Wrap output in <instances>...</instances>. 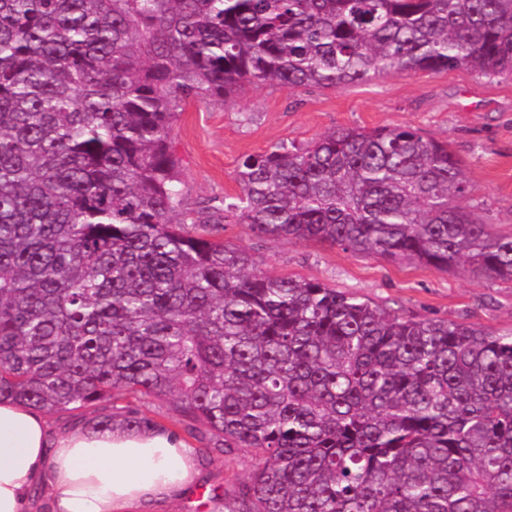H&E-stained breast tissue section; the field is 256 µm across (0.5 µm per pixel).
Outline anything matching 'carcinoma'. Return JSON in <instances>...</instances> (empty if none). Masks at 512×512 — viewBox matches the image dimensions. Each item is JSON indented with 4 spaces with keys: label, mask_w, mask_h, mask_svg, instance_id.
I'll list each match as a JSON object with an SVG mask.
<instances>
[{
    "label": "carcinoma",
    "mask_w": 512,
    "mask_h": 512,
    "mask_svg": "<svg viewBox=\"0 0 512 512\" xmlns=\"http://www.w3.org/2000/svg\"><path fill=\"white\" fill-rule=\"evenodd\" d=\"M512 75V0H0V399L174 400L249 477L220 512H512V334L273 275L211 228L512 281L448 143L333 128L185 207L191 98L379 74Z\"/></svg>",
    "instance_id": "1"
}]
</instances>
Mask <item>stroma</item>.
Masks as SVG:
<instances>
[{"label":"stroma","instance_id":"stroma-1","mask_svg":"<svg viewBox=\"0 0 512 512\" xmlns=\"http://www.w3.org/2000/svg\"><path fill=\"white\" fill-rule=\"evenodd\" d=\"M335 126H408L424 138L448 142L470 186L465 206L479 212L495 233L512 234V76L485 77L466 69L384 74L337 89L289 91L267 84L246 88L224 105L190 102L172 132L187 208L195 211L238 192V166L245 156L282 141L305 144ZM218 236L274 275L318 280L406 317L512 332L511 281L316 242L272 241L233 222ZM199 468L197 486L160 512H210L212 489L246 480L252 462L243 456L203 457Z\"/></svg>","mask_w":512,"mask_h":512}]
</instances>
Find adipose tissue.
<instances>
[{"label":"adipose tissue","mask_w":512,"mask_h":512,"mask_svg":"<svg viewBox=\"0 0 512 512\" xmlns=\"http://www.w3.org/2000/svg\"><path fill=\"white\" fill-rule=\"evenodd\" d=\"M197 476L195 451L174 429L56 435L43 412L0 400V512H29L40 484L50 512H154Z\"/></svg>","instance_id":"1"}]
</instances>
